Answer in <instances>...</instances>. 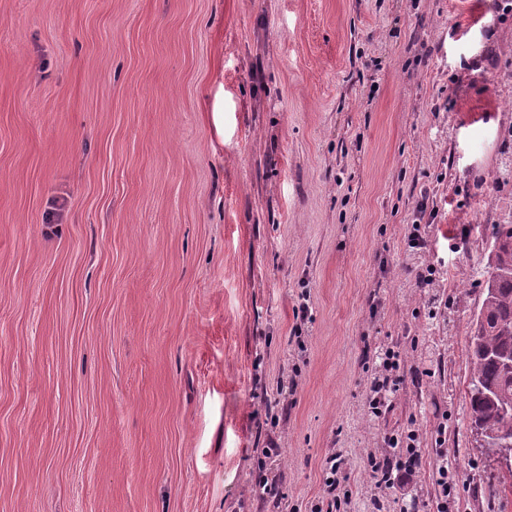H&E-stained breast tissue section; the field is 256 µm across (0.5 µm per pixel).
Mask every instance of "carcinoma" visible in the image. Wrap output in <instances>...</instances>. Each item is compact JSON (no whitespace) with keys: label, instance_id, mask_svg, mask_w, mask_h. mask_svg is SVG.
I'll use <instances>...</instances> for the list:
<instances>
[{"label":"carcinoma","instance_id":"cac0c4a2","mask_svg":"<svg viewBox=\"0 0 512 512\" xmlns=\"http://www.w3.org/2000/svg\"><path fill=\"white\" fill-rule=\"evenodd\" d=\"M493 259L486 263L481 303L470 328L468 365L471 421L512 436V224L493 229Z\"/></svg>","mask_w":512,"mask_h":512}]
</instances>
